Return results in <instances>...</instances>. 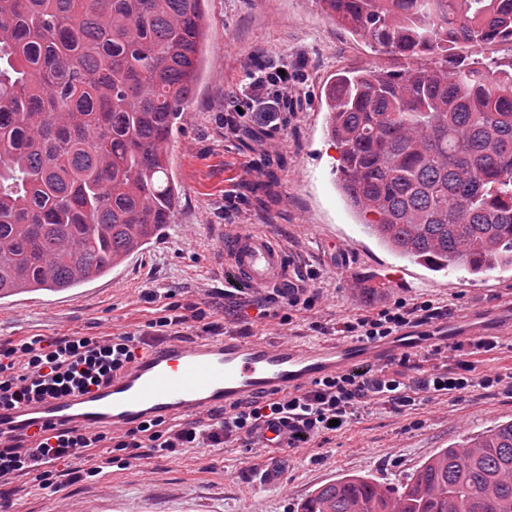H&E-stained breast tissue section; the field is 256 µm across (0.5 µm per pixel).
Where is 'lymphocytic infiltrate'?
<instances>
[{
    "label": "lymphocytic infiltrate",
    "mask_w": 512,
    "mask_h": 512,
    "mask_svg": "<svg viewBox=\"0 0 512 512\" xmlns=\"http://www.w3.org/2000/svg\"><path fill=\"white\" fill-rule=\"evenodd\" d=\"M302 78L299 71H281L276 61L260 62L246 73L232 103L243 112L261 113L265 122H274L287 111ZM179 308L176 302L164 304L163 315L150 320L141 334L102 337L76 332L0 338V411L11 410L24 400L107 382L138 358L144 336L164 340L173 337L175 327L192 321L204 330H218V323L207 321L200 308L188 315ZM447 315V308L427 300L412 304L396 300L382 305L374 315L344 323L342 332L360 342L377 343L397 337L404 328L429 326ZM499 345L495 337L460 340L445 347L437 344L422 359L404 351L388 366L374 364L320 378L278 398L258 397L178 425L151 420L115 435L52 424L33 442L22 436L0 438V512H14V493L8 485L18 477L28 479L36 489L58 493L111 472L116 462L128 465L148 456L169 458L185 448H220L231 438L250 439L265 423H280L288 431L289 447L304 448L329 433L330 421L348 426L361 409L373 403L400 414L427 394L457 402L480 389L512 395V380L507 375L477 373L471 361L472 356ZM426 358L431 367H423Z\"/></svg>",
    "instance_id": "obj_1"
}]
</instances>
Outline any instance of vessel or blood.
<instances>
[{
  "instance_id": "1",
  "label": "vessel or blood",
  "mask_w": 512,
  "mask_h": 512,
  "mask_svg": "<svg viewBox=\"0 0 512 512\" xmlns=\"http://www.w3.org/2000/svg\"><path fill=\"white\" fill-rule=\"evenodd\" d=\"M220 260L241 285L266 288L290 278L284 247L270 235L242 229L227 237ZM415 336L400 345L323 342L292 347L230 333L171 340L113 374L105 384L59 397L27 402L0 412V431L33 435L50 423L78 430L115 433L146 419L181 421L261 395L276 398L311 381L348 372L369 362L390 360L399 348H412ZM258 437L274 449L262 474L264 483L281 477L279 451L288 436L276 425H262Z\"/></svg>"
}]
</instances>
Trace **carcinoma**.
Returning <instances> with one entry per match:
<instances>
[{"instance_id":"carcinoma-1","label":"carcinoma","mask_w":512,"mask_h":512,"mask_svg":"<svg viewBox=\"0 0 512 512\" xmlns=\"http://www.w3.org/2000/svg\"><path fill=\"white\" fill-rule=\"evenodd\" d=\"M205 0H0V298L108 275L170 223L167 143L198 80ZM407 61L326 87L340 193L433 272L512 268V63L411 61L512 41V0H320ZM298 512H512V420L392 489L325 483Z\"/></svg>"}]
</instances>
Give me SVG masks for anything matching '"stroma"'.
<instances>
[{"instance_id": "35a3bbf8", "label": "stroma", "mask_w": 512, "mask_h": 512, "mask_svg": "<svg viewBox=\"0 0 512 512\" xmlns=\"http://www.w3.org/2000/svg\"><path fill=\"white\" fill-rule=\"evenodd\" d=\"M205 10L202 68L169 144L181 188L172 223L109 275L68 292H40L41 308L11 297V312L0 313V338L132 332L156 317L169 291L205 310L223 298L225 331L300 346L334 339L344 322L396 299L448 307L452 327L469 313L492 329L511 318V271L479 279L460 267L432 272L384 247L338 191L327 82L340 70L397 72L404 60L354 36L318 0H206ZM270 57L302 70L297 102L277 128L234 132L226 106L246 71ZM242 228L268 232L285 246L293 277L316 296L313 308L289 306L271 289L224 297L227 272L218 253L225 236ZM388 272L404 273L405 285L377 283ZM510 419L512 397L480 392L458 403L425 400L406 415L372 404L351 425L287 449L283 477L270 488L259 483L269 451L252 440L144 459L63 493L27 487L15 510L57 512L64 497L91 498L105 481L117 512H297L314 489L344 476L400 486L439 449Z\"/></svg>"}]
</instances>
